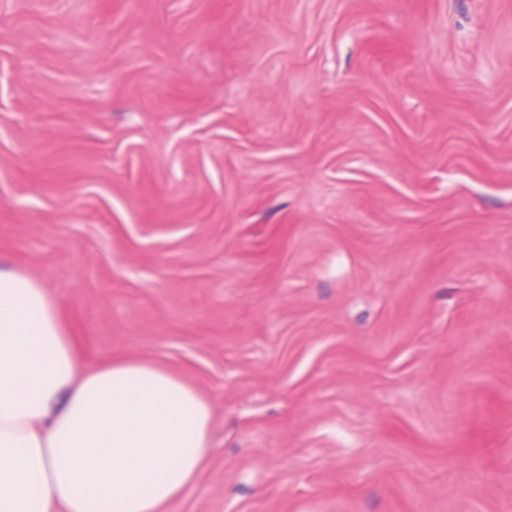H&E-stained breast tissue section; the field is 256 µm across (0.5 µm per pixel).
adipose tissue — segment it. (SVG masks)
<instances>
[{"label": "adipose tissue", "instance_id": "1", "mask_svg": "<svg viewBox=\"0 0 512 512\" xmlns=\"http://www.w3.org/2000/svg\"><path fill=\"white\" fill-rule=\"evenodd\" d=\"M210 419L153 363L80 371L46 288L0 270V512H166L200 473Z\"/></svg>", "mask_w": 512, "mask_h": 512}]
</instances>
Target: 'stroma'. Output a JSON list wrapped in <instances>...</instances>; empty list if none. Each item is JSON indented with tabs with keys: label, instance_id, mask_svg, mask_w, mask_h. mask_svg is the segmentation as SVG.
I'll list each match as a JSON object with an SVG mask.
<instances>
[{
	"label": "stroma",
	"instance_id": "stroma-1",
	"mask_svg": "<svg viewBox=\"0 0 512 512\" xmlns=\"http://www.w3.org/2000/svg\"><path fill=\"white\" fill-rule=\"evenodd\" d=\"M0 269L210 404L166 512H512V0H0Z\"/></svg>",
	"mask_w": 512,
	"mask_h": 512
}]
</instances>
